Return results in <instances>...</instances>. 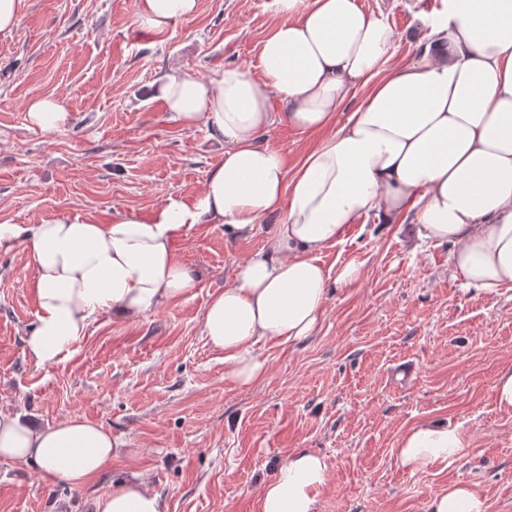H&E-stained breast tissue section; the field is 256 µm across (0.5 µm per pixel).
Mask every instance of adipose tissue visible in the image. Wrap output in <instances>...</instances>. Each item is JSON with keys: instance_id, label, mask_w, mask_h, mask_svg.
I'll use <instances>...</instances> for the list:
<instances>
[{"instance_id": "obj_1", "label": "adipose tissue", "mask_w": 512, "mask_h": 512, "mask_svg": "<svg viewBox=\"0 0 512 512\" xmlns=\"http://www.w3.org/2000/svg\"><path fill=\"white\" fill-rule=\"evenodd\" d=\"M283 20L259 50L261 78L229 66L202 78L174 70L156 87L170 121L206 128L224 160L194 196L170 195L145 218L110 223L62 215L38 224H0V251L26 250L37 322L24 353L38 367L65 360L91 323L109 313L138 318L201 285L202 270L175 259L197 224L252 231L265 245L237 263L216 291L201 334L224 353V378L247 386L265 371L257 344L291 345L321 324L331 286L357 279L321 260L346 231L377 216H414L422 238L452 247L468 288H512V0H442L422 18L427 52L394 66L387 20L355 0H273ZM198 0H139V18L161 33L193 17ZM283 109L274 112L271 96ZM346 112L337 123L338 112ZM324 132L295 164L264 138L275 122ZM124 440L72 417L44 426L0 411V458L37 464L83 485L121 454ZM459 427L424 422L399 441L416 470L461 455ZM319 454L301 449L266 484L260 512H318L326 483ZM95 512H168L136 472L113 481ZM425 512H487L470 485L428 500Z\"/></svg>"}]
</instances>
